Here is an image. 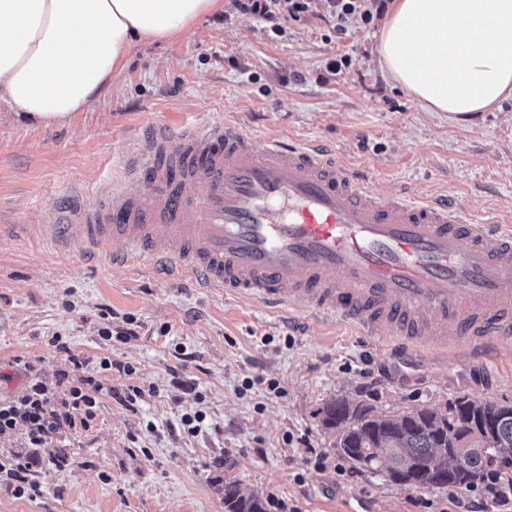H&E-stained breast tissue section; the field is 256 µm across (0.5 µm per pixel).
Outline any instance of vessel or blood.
Masks as SVG:
<instances>
[{
    "instance_id": "vessel-or-blood-1",
    "label": "vessel or blood",
    "mask_w": 512,
    "mask_h": 512,
    "mask_svg": "<svg viewBox=\"0 0 512 512\" xmlns=\"http://www.w3.org/2000/svg\"><path fill=\"white\" fill-rule=\"evenodd\" d=\"M118 189L74 205L54 242L268 310L340 318L410 359L512 340V220L457 200L381 201L335 147L216 122L145 136Z\"/></svg>"
}]
</instances>
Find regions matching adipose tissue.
Segmentation results:
<instances>
[{
    "mask_svg": "<svg viewBox=\"0 0 512 512\" xmlns=\"http://www.w3.org/2000/svg\"><path fill=\"white\" fill-rule=\"evenodd\" d=\"M223 0H0V100L44 125L87 107L131 48L188 31ZM379 61L450 121L512 97V0H393Z\"/></svg>",
    "mask_w": 512,
    "mask_h": 512,
    "instance_id": "ef3b65f1",
    "label": "adipose tissue"
}]
</instances>
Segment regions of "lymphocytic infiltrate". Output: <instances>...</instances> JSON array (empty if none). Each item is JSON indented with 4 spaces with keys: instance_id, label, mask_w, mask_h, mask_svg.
<instances>
[{
    "instance_id": "lymphocytic-infiltrate-1",
    "label": "lymphocytic infiltrate",
    "mask_w": 512,
    "mask_h": 512,
    "mask_svg": "<svg viewBox=\"0 0 512 512\" xmlns=\"http://www.w3.org/2000/svg\"><path fill=\"white\" fill-rule=\"evenodd\" d=\"M51 344L57 351L66 354L74 369H86V376L65 392L50 390L42 381L33 363L18 361L17 368L26 379V391L18 398L0 400V439L22 434L29 447L28 452L0 457V482L5 483L13 496L37 499L41 486L33 475L45 462L41 448L63 432L86 430L96 417V407L105 390L101 373L117 370L133 374L132 366L100 358L95 370H88L87 359L72 354L61 337H53ZM50 465L61 466L58 457L47 460Z\"/></svg>"
}]
</instances>
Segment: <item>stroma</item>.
<instances>
[{
	"label": "stroma",
	"mask_w": 512,
	"mask_h": 512,
	"mask_svg": "<svg viewBox=\"0 0 512 512\" xmlns=\"http://www.w3.org/2000/svg\"><path fill=\"white\" fill-rule=\"evenodd\" d=\"M381 26L351 19L337 33L325 0L273 21L225 0L179 37L137 43L65 123L24 120L0 102V398L25 390L18 359L50 388L78 383L55 336L134 369L102 374L111 394L91 427L48 447L65 450L64 467L37 470L33 501L0 487V512H224L226 474L269 512H442L448 489L408 490L342 462L320 411L338 398L381 412L459 395L512 404V342L491 371L437 350L410 365L347 322L292 326L244 298L164 281L150 259L117 268L110 253L90 260L47 232L58 208L120 180L137 139L221 121L330 142L384 199L448 196L476 215H512V98L460 123L428 111L381 70ZM344 56L350 65L330 70ZM105 327L134 334L106 341ZM131 385L145 390L133 410L117 398ZM197 410L206 418L191 436L180 418Z\"/></svg>",
	"instance_id": "1"
}]
</instances>
